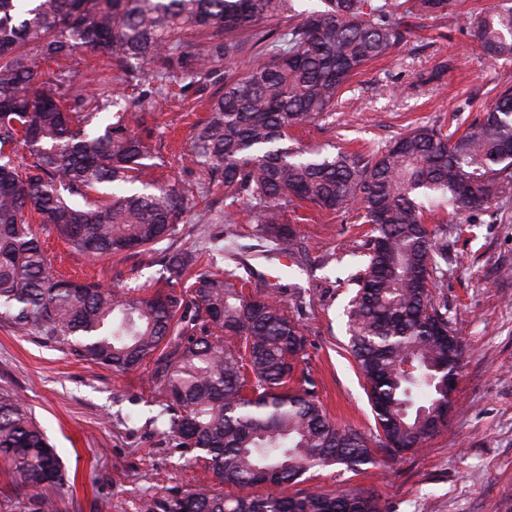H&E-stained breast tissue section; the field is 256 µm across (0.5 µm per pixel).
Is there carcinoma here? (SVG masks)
<instances>
[{
	"label": "carcinoma",
	"mask_w": 512,
	"mask_h": 512,
	"mask_svg": "<svg viewBox=\"0 0 512 512\" xmlns=\"http://www.w3.org/2000/svg\"><path fill=\"white\" fill-rule=\"evenodd\" d=\"M295 2L0 0V322L115 370L154 359L168 431L238 490H168L141 512H382L357 489L252 490L299 483L315 468L357 473L377 451L394 460L425 447L448 422L444 367L462 346L431 292L448 260L437 243L447 229L429 228L425 213L440 202L457 215L512 200V85L461 133L419 125L367 155L294 149L288 131L329 114L354 76L399 50L415 20L450 17L488 61L512 62V0L475 14L456 0H320L307 12ZM81 51L101 62L91 92L73 68ZM245 57L246 69L233 70ZM115 72L141 88L142 102L172 86L216 88L189 143L207 182L151 177L165 160L129 127L146 113L133 116L114 97ZM101 186L112 187L109 199L91 197ZM213 186L223 197L204 206L202 246L164 255L168 291L143 297L135 282L115 291L53 274L36 225L92 258L144 252L178 234ZM242 204L256 210L258 237L290 255V208L353 209L372 226L346 316L376 448L333 422L313 391L290 385L305 339L276 289L247 293L234 271L201 264L238 236ZM0 468L31 512H56L67 471L25 401L4 388Z\"/></svg>",
	"instance_id": "carcinoma-1"
}]
</instances>
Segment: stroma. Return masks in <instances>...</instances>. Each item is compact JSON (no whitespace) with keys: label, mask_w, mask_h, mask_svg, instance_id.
Wrapping results in <instances>:
<instances>
[{"label":"stroma","mask_w":512,"mask_h":512,"mask_svg":"<svg viewBox=\"0 0 512 512\" xmlns=\"http://www.w3.org/2000/svg\"><path fill=\"white\" fill-rule=\"evenodd\" d=\"M436 72L440 82L430 83ZM508 80L512 63L489 64L472 32L447 18L428 20L411 29L394 56L353 79L325 124L293 129L292 143L352 152L388 145L413 124L463 129L477 116L475 100L492 98ZM211 93L208 87L192 90L153 107L138 133L167 161L154 178L201 179L186 145L192 123L207 114ZM235 220L237 256L214 255V264L260 288L281 286L287 314L305 336L299 366L329 417L375 439L364 380L347 351L344 314L369 225L310 212L293 226L298 247L289 256L264 252L248 207H240ZM429 223L448 230L439 239L448 248V274L433 293L446 304L450 326L465 346L447 426L398 460L369 464L356 474L340 466L314 469L302 486L280 487V494L354 487L378 497L384 512H512V210L497 224L486 212L451 218L443 211ZM43 237L64 277L108 286L116 273L132 274L153 294L165 289L160 261L166 249L190 247L200 240L201 226L193 219L154 250L96 260L54 233ZM152 369L149 359L128 371L92 364L68 347L0 322V388L27 401L70 477L57 497L58 512H139L140 498L168 489L220 492L205 461L179 447L158 420Z\"/></svg>","instance_id":"obj_1"}]
</instances>
